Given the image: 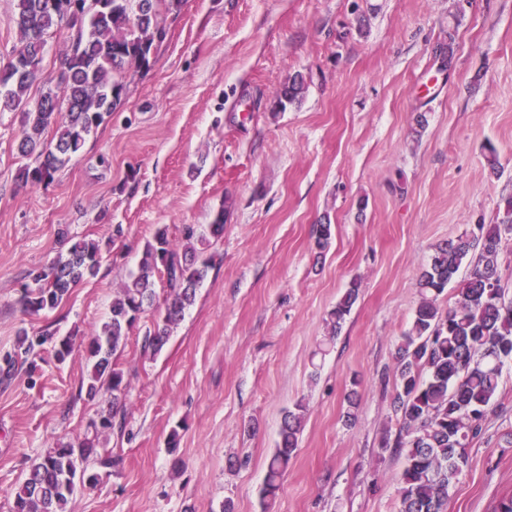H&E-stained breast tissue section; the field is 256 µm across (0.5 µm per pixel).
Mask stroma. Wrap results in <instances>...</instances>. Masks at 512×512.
I'll use <instances>...</instances> for the list:
<instances>
[{"label": "stroma", "instance_id": "obj_1", "mask_svg": "<svg viewBox=\"0 0 512 512\" xmlns=\"http://www.w3.org/2000/svg\"><path fill=\"white\" fill-rule=\"evenodd\" d=\"M298 74L302 102L271 112ZM20 120L0 112V354L23 330L90 336L156 225L224 215L168 343L143 350L151 309L118 354L129 394L123 426L103 438L112 464L68 512H397L404 458L379 441L401 425L396 351L420 275L439 245L499 223L512 197V0H186L149 71L48 185L16 184ZM321 223L332 226L322 248ZM62 225L98 240L104 260L58 309L26 314L24 277L66 253ZM40 365L36 387L22 374L0 382V512L31 463L81 441L100 410L82 349L63 364L43 351ZM298 402L297 451L263 500ZM511 434L508 364L447 512H494L512 497ZM358 294V285L352 283L340 302L336 305V308L330 314V337L334 338L340 333L345 317L350 313L352 306L358 298ZM295 410H288L284 415L280 428L279 439L266 464V473L262 489V497L273 498L281 486V479L288 469L293 455L298 448L299 435L304 420L306 407L297 403Z\"/></svg>", "mask_w": 512, "mask_h": 512}]
</instances>
